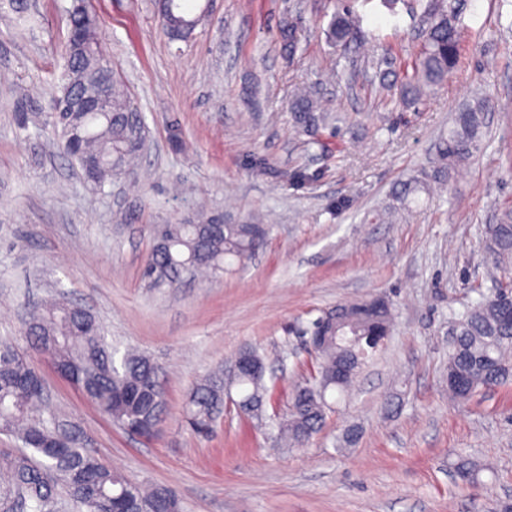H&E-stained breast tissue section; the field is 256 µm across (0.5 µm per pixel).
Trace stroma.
I'll use <instances>...</instances> for the list:
<instances>
[{"instance_id":"1","label":"stroma","mask_w":512,"mask_h":512,"mask_svg":"<svg viewBox=\"0 0 512 512\" xmlns=\"http://www.w3.org/2000/svg\"><path fill=\"white\" fill-rule=\"evenodd\" d=\"M71 4L23 0L18 12L0 0V339L23 345L25 301L66 299L119 351L162 366L167 407L157 437L130 434L37 356L50 406L81 424L106 466L173 487L182 512H494L512 499V384L454 401L446 373L454 315L505 281L481 229L512 207V0H462L457 68L409 111L373 74L387 54L417 50L427 0H399L393 15L356 0L364 38L346 52L325 41L336 0H215L186 43L168 39L155 0H88L148 141L99 186L52 125ZM286 21L301 33L291 58ZM301 84L334 117L314 136L286 109ZM477 92L495 102L478 155L443 192L387 215L403 183L437 166L440 131ZM210 215L261 219L266 238L208 279L148 284L155 225ZM377 296L392 304L391 334L350 392L330 396L309 442L281 445L276 421L231 404L212 434L188 428L197 379L256 347L290 392L312 362L298 329ZM462 456L477 469L469 488L454 476Z\"/></svg>"}]
</instances>
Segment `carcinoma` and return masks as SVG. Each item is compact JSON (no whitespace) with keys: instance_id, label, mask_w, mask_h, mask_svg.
<instances>
[{"instance_id":"obj_1","label":"carcinoma","mask_w":512,"mask_h":512,"mask_svg":"<svg viewBox=\"0 0 512 512\" xmlns=\"http://www.w3.org/2000/svg\"><path fill=\"white\" fill-rule=\"evenodd\" d=\"M202 5L176 0L171 14L161 20L163 30L182 31L199 14ZM65 47L66 70L61 94L55 99L56 127L64 154L81 170L92 171L96 184L112 179V170L128 165L145 140V124L131 96L109 73L112 99L107 112H88L81 118L67 115L68 98L80 90L81 80L103 56L97 22L79 13L73 0ZM422 40L418 51L402 74L398 106L411 108L423 97L445 86L454 72L462 43L454 7L449 0H430L421 18ZM327 43L347 50L361 39L359 20L350 0H338V7L324 30ZM282 49L293 55L299 45V31L291 23L279 29ZM494 110L487 96L462 103L453 127L440 139V166L401 187L392 198L390 210L413 201L419 192H430L431 184L447 182L452 170L464 164L483 145L487 114ZM294 125L315 134L327 126L326 113L315 94L302 87L288 99ZM164 234L155 238L144 265V277L154 285L176 282L184 270L194 274L213 273L232 258L241 262L259 247L264 225L225 224L218 216L189 224H165ZM490 251L500 261L512 259V210L499 222L485 226ZM512 307L491 295L466 310L457 319L456 336L448 353V394L467 399L480 389L499 387L512 381V323L506 320ZM356 330L358 336H375L391 328V307L386 299L377 306L369 301L338 304L309 321L308 333L331 335L316 351L312 380L298 385L290 395L289 413L279 423L281 435L292 444L309 441L321 428L329 409L327 394H344L358 369L369 357V347L360 342L350 350L336 344L334 324ZM34 353L50 356L55 368L76 383L99 411L125 428L156 435L164 421L165 392L162 369L149 358L126 353L115 365L112 344L103 326L89 311L62 299L32 305V312L20 329ZM351 366L343 382L333 379L336 367ZM237 389L241 412L266 414L277 400L276 387L249 369L233 376L219 369L193 384L184 408L191 430L200 435L212 431L224 414L227 387ZM43 382L30 357L10 341H0V432L15 436L20 444L0 451V512H60L63 504L75 512H180V501L167 486L148 491L122 472L102 465L88 436L74 419L55 412L43 399Z\"/></svg>"}]
</instances>
